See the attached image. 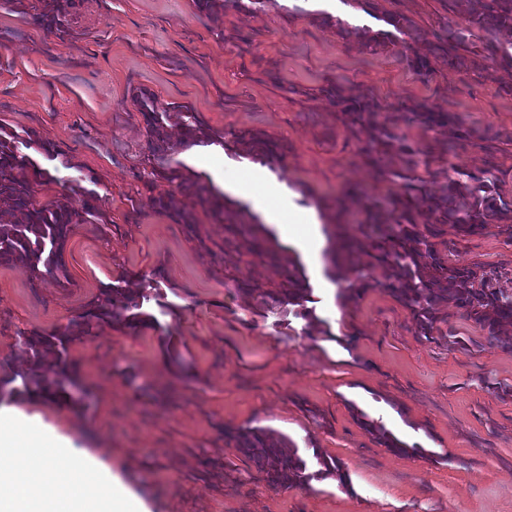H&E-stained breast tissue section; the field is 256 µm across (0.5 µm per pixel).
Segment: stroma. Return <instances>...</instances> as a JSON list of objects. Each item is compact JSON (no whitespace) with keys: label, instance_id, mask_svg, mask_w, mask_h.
<instances>
[{"label":"stroma","instance_id":"35a3bbf8","mask_svg":"<svg viewBox=\"0 0 512 512\" xmlns=\"http://www.w3.org/2000/svg\"><path fill=\"white\" fill-rule=\"evenodd\" d=\"M412 27V50L429 55L418 75L397 48L369 49L350 28L385 29L389 16ZM73 35L59 38L14 7H0V122L54 144L29 156L43 176L41 203L81 207L93 191L103 215L74 224L64 247L66 285L33 286L27 268L0 262V362L16 360L20 334L50 333L77 320L122 277L150 288L151 323H103L73 340L66 359L75 384L56 397L9 399L109 462L149 512H512V350L449 310L431 336L383 287L368 281L364 257L313 269L286 224L314 213L321 230L358 237L368 215L391 222L389 201L406 196L367 158L365 131L348 127L330 91L368 97L386 113L423 103L462 128L496 133L488 148L448 150V136L400 124L414 174L436 192L449 164L494 167L497 191L512 201V61L504 36L467 40L464 63L449 65L433 44L464 31L448 0H264L226 5L220 18L193 0H75ZM196 112L224 145H196L187 166L203 181L225 171L237 187L229 208L263 223L265 194L278 210L274 263L252 236L229 235L222 215L196 209L179 223L158 200L175 185L150 174L137 93ZM262 133L284 147L272 161L229 150ZM437 248L452 266L496 270L512 291V239L496 227L448 229ZM296 263L310 282L318 320L247 299ZM363 292L343 302V288ZM400 440L391 451L365 426ZM270 431L303 456L338 461L345 481L271 488L237 447L234 431Z\"/></svg>","mask_w":512,"mask_h":512}]
</instances>
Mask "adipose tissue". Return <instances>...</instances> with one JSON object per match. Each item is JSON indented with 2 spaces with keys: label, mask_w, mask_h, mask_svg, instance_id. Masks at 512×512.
<instances>
[{
  "label": "adipose tissue",
  "mask_w": 512,
  "mask_h": 512,
  "mask_svg": "<svg viewBox=\"0 0 512 512\" xmlns=\"http://www.w3.org/2000/svg\"><path fill=\"white\" fill-rule=\"evenodd\" d=\"M70 465H55L59 456ZM0 512H148L102 455L0 404Z\"/></svg>",
  "instance_id": "1"
}]
</instances>
